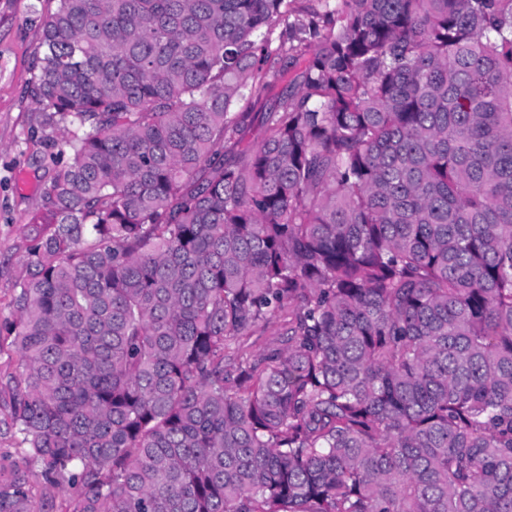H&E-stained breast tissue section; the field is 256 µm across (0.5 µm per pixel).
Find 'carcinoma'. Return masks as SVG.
I'll return each mask as SVG.
<instances>
[{
	"instance_id": "carcinoma-1",
	"label": "carcinoma",
	"mask_w": 512,
	"mask_h": 512,
	"mask_svg": "<svg viewBox=\"0 0 512 512\" xmlns=\"http://www.w3.org/2000/svg\"><path fill=\"white\" fill-rule=\"evenodd\" d=\"M295 2L45 20L0 512H512V0ZM288 320V309L277 312L268 321L255 327L251 336L241 341L240 348L255 354L264 349L281 347Z\"/></svg>"
}]
</instances>
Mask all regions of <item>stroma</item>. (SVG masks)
<instances>
[{
    "instance_id": "obj_1",
    "label": "stroma",
    "mask_w": 512,
    "mask_h": 512,
    "mask_svg": "<svg viewBox=\"0 0 512 512\" xmlns=\"http://www.w3.org/2000/svg\"><path fill=\"white\" fill-rule=\"evenodd\" d=\"M56 7L57 0H0V380L19 363L8 329L16 278L28 259L23 227L44 206L55 168L47 143L61 138L28 93L41 24Z\"/></svg>"
}]
</instances>
